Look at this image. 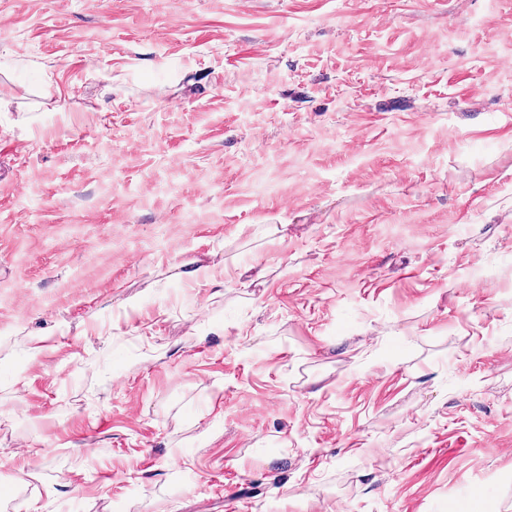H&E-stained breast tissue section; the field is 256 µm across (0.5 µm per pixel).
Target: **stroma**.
<instances>
[{
	"label": "stroma",
	"mask_w": 512,
	"mask_h": 512,
	"mask_svg": "<svg viewBox=\"0 0 512 512\" xmlns=\"http://www.w3.org/2000/svg\"><path fill=\"white\" fill-rule=\"evenodd\" d=\"M0 99V512H512V0H0Z\"/></svg>",
	"instance_id": "35a3bbf8"
}]
</instances>
